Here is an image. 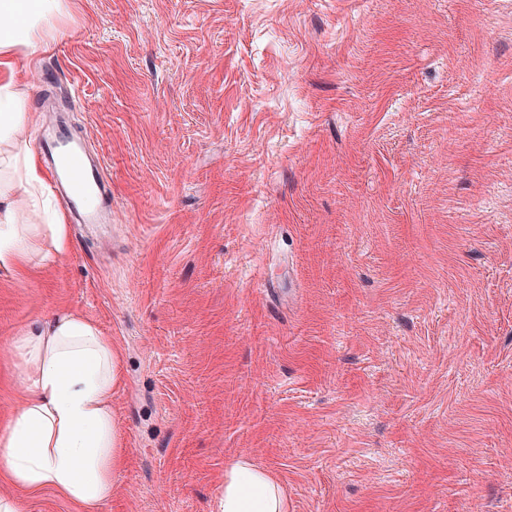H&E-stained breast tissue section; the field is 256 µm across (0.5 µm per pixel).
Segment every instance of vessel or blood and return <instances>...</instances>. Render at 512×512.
I'll return each mask as SVG.
<instances>
[{
  "label": "vessel or blood",
  "instance_id": "1",
  "mask_svg": "<svg viewBox=\"0 0 512 512\" xmlns=\"http://www.w3.org/2000/svg\"><path fill=\"white\" fill-rule=\"evenodd\" d=\"M39 151L72 219L83 224H105L112 210V195L105 187L102 166L91 159L84 142L62 119L54 132L39 143Z\"/></svg>",
  "mask_w": 512,
  "mask_h": 512
}]
</instances>
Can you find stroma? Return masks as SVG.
<instances>
[{
    "label": "stroma",
    "mask_w": 512,
    "mask_h": 512,
    "mask_svg": "<svg viewBox=\"0 0 512 512\" xmlns=\"http://www.w3.org/2000/svg\"><path fill=\"white\" fill-rule=\"evenodd\" d=\"M20 57L112 183L57 264L0 271L16 341L80 314L119 352L99 512H512V0H65ZM219 512H288L277 481L249 457L224 468V495Z\"/></svg>",
    "instance_id": "35a3bbf8"
}]
</instances>
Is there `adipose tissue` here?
Instances as JSON below:
<instances>
[{
    "label": "adipose tissue",
    "mask_w": 512,
    "mask_h": 512,
    "mask_svg": "<svg viewBox=\"0 0 512 512\" xmlns=\"http://www.w3.org/2000/svg\"><path fill=\"white\" fill-rule=\"evenodd\" d=\"M62 0H0V268L51 264L69 251L61 217L50 215L51 185L39 166L28 99L15 78L18 55L43 52L39 30ZM28 370L25 403L0 431V469L29 493L50 490L98 512L112 496L123 450L112 416L119 353L86 318L60 312L19 341ZM220 512H288L277 481L247 457L224 468Z\"/></svg>",
    "instance_id": "adipose-tissue-1"
}]
</instances>
